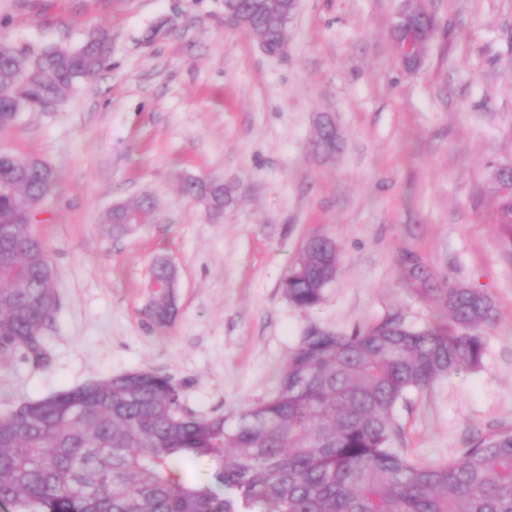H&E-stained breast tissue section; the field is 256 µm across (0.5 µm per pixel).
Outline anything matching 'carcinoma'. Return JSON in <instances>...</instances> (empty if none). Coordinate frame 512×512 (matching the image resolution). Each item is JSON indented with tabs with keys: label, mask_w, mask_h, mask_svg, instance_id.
<instances>
[{
	"label": "carcinoma",
	"mask_w": 512,
	"mask_h": 512,
	"mask_svg": "<svg viewBox=\"0 0 512 512\" xmlns=\"http://www.w3.org/2000/svg\"><path fill=\"white\" fill-rule=\"evenodd\" d=\"M270 51L283 43L286 0H224ZM101 29L75 48L36 52L0 41V131L23 112L67 99L105 67ZM316 149L332 155L336 127L323 121ZM56 170L37 158L0 153V353L48 361L45 330L59 307L57 275L35 230L53 195ZM185 194L219 215L231 198L217 180L190 179ZM159 217L145 196L109 210L123 232ZM499 240L512 251V202L499 203ZM336 243L308 239L283 287L300 310L320 306L335 280ZM405 275L449 314L415 329L389 316L353 332L310 327L292 352L273 396L234 416L188 413L171 377L134 371L93 380L0 415V503L20 512H512V431L471 442L453 459L420 462L397 446V409L412 391L473 369L485 350L477 328L494 319L484 293L428 287L419 261ZM173 273H153L154 319L166 326ZM173 458L207 459L206 479L185 482Z\"/></svg>",
	"instance_id": "obj_1"
}]
</instances>
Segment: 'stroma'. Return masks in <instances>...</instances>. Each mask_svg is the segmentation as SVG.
<instances>
[{"label": "stroma", "mask_w": 512, "mask_h": 512, "mask_svg": "<svg viewBox=\"0 0 512 512\" xmlns=\"http://www.w3.org/2000/svg\"><path fill=\"white\" fill-rule=\"evenodd\" d=\"M408 0H300L267 55L224 23V0H0V39L38 50L112 37L107 65L65 102L22 113L0 152L58 173L36 225L58 276L50 358L0 356V414L132 371L170 376L185 409L231 416L270 398L313 325L349 333L436 308L403 275L474 288L496 317L482 364L411 393L400 447L425 462L512 430V253L500 244L494 173L512 166V0H421L439 28L417 68L396 58ZM341 147L316 151L323 120ZM217 178L220 216L184 196ZM152 196L160 218L113 233L114 205ZM335 241V281L314 310L283 281L306 239ZM177 270V316L151 314L152 269Z\"/></svg>", "instance_id": "stroma-1"}]
</instances>
